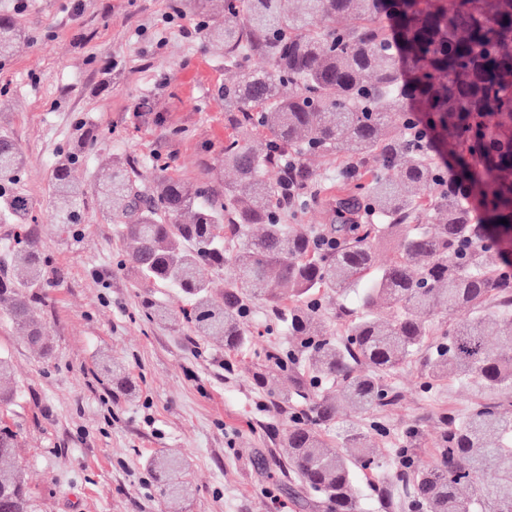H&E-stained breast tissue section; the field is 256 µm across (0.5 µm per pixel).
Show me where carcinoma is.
<instances>
[{"mask_svg": "<svg viewBox=\"0 0 512 512\" xmlns=\"http://www.w3.org/2000/svg\"><path fill=\"white\" fill-rule=\"evenodd\" d=\"M184 2L233 72L218 96L236 118L224 140L234 178L219 194L170 175L164 161L146 189L130 160L108 157L96 192L121 227L125 263L146 284L175 289L188 307L171 319L226 351L254 345L242 318L265 306L289 346L261 349L253 381L288 407L290 482L327 512H369L392 474L403 512H512V401L501 397L512 388V0ZM21 36L0 18V60ZM255 57L266 70L252 69ZM315 155L347 159L336 170L345 193L332 203L336 223L295 229L284 215L308 209ZM288 157L294 195L284 210L272 174ZM79 159L53 166L59 224L81 222L83 190L71 177ZM25 165L0 133V211L18 225L0 313L47 358L49 337L26 294L43 284L45 265L25 228L33 201L17 189ZM323 236L337 247L319 249ZM385 245L393 258L378 267ZM203 265L226 275L221 304ZM330 297L353 305L339 330L328 322ZM422 354L427 390L453 376L483 396L463 417L442 418L437 448L418 462L415 430L382 453L370 441L386 433L377 415L399 401L388 379ZM101 370L134 396L121 369L103 359ZM342 410L373 420L333 446L326 436ZM17 447L18 433L1 424L0 512H37ZM148 466L169 503L190 494L186 459L161 455ZM485 472L492 482H481Z\"/></svg>", "mask_w": 512, "mask_h": 512, "instance_id": "cac0c4a2", "label": "carcinoma"}]
</instances>
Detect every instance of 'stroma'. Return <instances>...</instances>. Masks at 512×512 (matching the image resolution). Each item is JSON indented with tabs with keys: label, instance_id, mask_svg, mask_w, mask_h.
<instances>
[{
	"label": "stroma",
	"instance_id": "stroma-1",
	"mask_svg": "<svg viewBox=\"0 0 512 512\" xmlns=\"http://www.w3.org/2000/svg\"><path fill=\"white\" fill-rule=\"evenodd\" d=\"M170 0H28L16 13L0 0V18L25 37L0 63V132L8 133L27 164L19 187L34 202L30 235L52 280L38 315L52 356L40 358L0 316V352L13 366L20 391L0 405V419L20 434L19 463L39 512H326L323 503L299 507L288 494L282 439L288 411L253 384L256 349L217 351L188 326L141 317L144 301L179 312L170 288H148L123 267L126 245L118 224L92 191L97 163L112 153L133 159L145 186L155 160L190 183L207 179L221 189L224 140L234 127L217 90L224 53L171 34L164 45L135 29L152 28ZM99 138L72 169L86 190L84 220L55 221L51 170L55 158L88 133ZM313 203L302 221L329 224V199L342 194L336 162H313ZM125 368L135 398L116 394L98 364ZM232 372H225V364ZM400 401L383 421L384 447L408 426L420 431L421 457L435 448L440 418L468 410L478 394L455 378L439 392L423 389L421 363L391 379ZM165 453L191 464L193 497L171 510L159 497L145 461Z\"/></svg>",
	"mask_w": 512,
	"mask_h": 512
}]
</instances>
